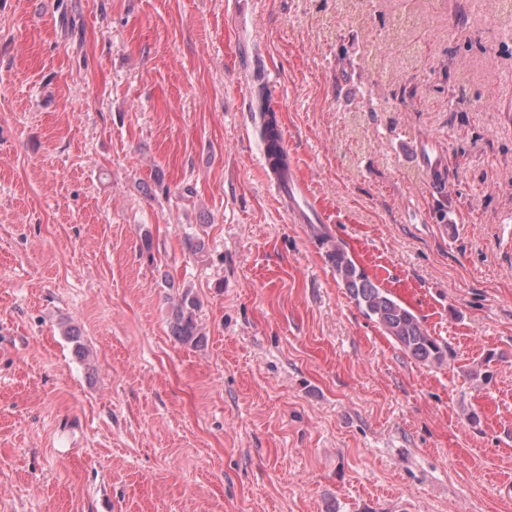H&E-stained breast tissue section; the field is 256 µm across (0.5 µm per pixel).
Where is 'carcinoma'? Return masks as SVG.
Masks as SVG:
<instances>
[{
  "instance_id": "1",
  "label": "carcinoma",
  "mask_w": 512,
  "mask_h": 512,
  "mask_svg": "<svg viewBox=\"0 0 512 512\" xmlns=\"http://www.w3.org/2000/svg\"><path fill=\"white\" fill-rule=\"evenodd\" d=\"M256 108L264 122L260 135L267 144V152L282 169L288 168L281 149L282 138L276 111L270 96L261 88L256 95ZM330 258L337 275L350 291L356 304L409 355L429 364H442L446 348L423 326L420 319L389 292L374 284L358 270L347 253L338 245L331 248ZM198 301L184 294L173 308L170 328L172 336L183 344L197 345L201 342L196 311Z\"/></svg>"
}]
</instances>
